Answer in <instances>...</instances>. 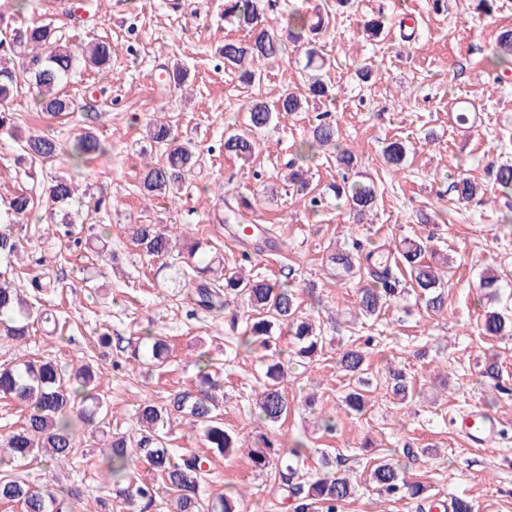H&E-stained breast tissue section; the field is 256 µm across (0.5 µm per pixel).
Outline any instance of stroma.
Listing matches in <instances>:
<instances>
[{
  "instance_id": "1",
  "label": "stroma",
  "mask_w": 512,
  "mask_h": 512,
  "mask_svg": "<svg viewBox=\"0 0 512 512\" xmlns=\"http://www.w3.org/2000/svg\"><path fill=\"white\" fill-rule=\"evenodd\" d=\"M372 19L385 25L380 36L365 30ZM33 21L53 24L73 42L110 41L117 77L104 81L85 70L70 87L96 107L95 132L110 147L74 181L83 190H104L109 208L91 214L67 237L51 229L49 213L37 206V221L12 227L21 241L18 257L0 259V276L19 284L34 276L47 282L39 300L59 318L56 338L36 328L26 347L0 340V366L33 358L90 363L109 405L105 430L80 426L74 459L52 468L40 457L26 462L22 472L29 481L40 486L51 474L59 484L77 485L82 508L95 512L104 434L131 432L143 401L193 387L204 351L224 382V424L243 446L230 459H215L206 496L223 493L230 483L244 493L245 512H279L269 477L251 468L244 454L254 435L264 433L288 444L303 441L310 475L319 468L321 451L336 453L342 471L361 480L341 512H428L427 502L384 500L364 483L376 449L407 446L419 454L406 462L405 476L426 485L430 495L446 502L467 498L474 512H512V395L485 387L478 376L490 357L512 387V339L480 333L483 309L476 295L481 273L512 274V226L506 221L512 197L498 194L492 175L493 167L512 163V70L503 73L492 64L499 33L512 29V0H495L488 17L476 11L474 0H445L440 9L433 0H352L320 38L333 64L330 97L274 120L248 162L225 156L224 131L243 123L252 99L273 104L285 93L303 91V51L267 65L259 83H241L220 53L225 37L240 35L224 20V0H31L14 25ZM177 60L188 70L184 86H160L163 68ZM359 67L372 70L373 80L358 81ZM459 95L478 105V122L449 120L448 102ZM10 107L33 132L65 138L83 126L78 115L48 121L25 92L15 94ZM325 110L335 113L339 144L355 155L357 173L372 178L381 193L363 219L336 205L334 154H317L307 166L311 191L326 198L321 211L305 209L283 181L287 160L316 113ZM152 119L172 124L202 155L199 174L174 202L159 198L148 204L137 192L140 154L150 147L145 125ZM394 138L409 147L396 174L382 155L384 142ZM18 153V143L0 135V204L19 187H38L17 168ZM461 175L489 203L457 201L448 186ZM242 196L253 205L247 222L271 226L276 247L251 251L223 224L225 205ZM132 224L164 226L182 250L198 240L208 243L228 266L250 252L251 270L261 276L295 273L301 310L321 322L325 349L314 366L289 364L290 412L282 425H266L248 413L263 367L260 356L233 351L232 325L198 310L193 286L169 281L160 260L148 259L131 242ZM414 236L431 237L432 249L448 257L446 309L435 314L416 305L406 279L404 297L376 321L354 318L358 284L332 282L328 254L353 237L395 247ZM146 330L170 341L164 369L129 365L119 351L118 341ZM104 332L112 339L105 346L98 341ZM352 342L366 356L362 390L371 401L360 416L343 406L349 381L336 364L338 352ZM392 367L407 374V400L390 391ZM476 406L500 422L494 445H469L462 433L461 414ZM321 413L335 416L334 433L317 425Z\"/></svg>"
}]
</instances>
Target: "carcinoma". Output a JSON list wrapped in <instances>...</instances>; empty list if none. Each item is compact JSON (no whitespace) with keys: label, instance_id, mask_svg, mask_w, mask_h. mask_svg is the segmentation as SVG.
<instances>
[{"label":"carcinoma","instance_id":"1","mask_svg":"<svg viewBox=\"0 0 512 512\" xmlns=\"http://www.w3.org/2000/svg\"><path fill=\"white\" fill-rule=\"evenodd\" d=\"M272 7V0H224V17L237 28L248 33L249 39L224 40L222 53L224 65L241 72L243 82L251 85L260 79L262 67L288 53V45L306 48L305 68L315 71L310 77L308 94L290 92L270 106L254 99L247 108L244 128L224 135V153L244 161L258 150V135L274 120V113L287 115L303 112L308 99L329 97V89L318 71L328 64L319 45L322 20L311 22L306 15L294 10L288 26L280 31L260 28L263 14ZM494 58L500 65L512 64V30L498 37ZM90 70L99 76L112 73V46L104 40L71 44L49 24L32 23L11 32L0 30V133H5L20 145V161L41 163L54 167L59 159L75 167L106 154L108 147L94 133L92 125L97 115L87 114L88 126L73 137L61 139L53 133L24 134L16 113L9 110V102L19 89L25 87L32 96L35 109L49 117L84 111L78 98L68 94V85L74 72ZM339 137L337 121L331 118L317 120L302 140L294 157L288 163V187L300 196L308 209L321 208L325 198L308 191L303 177V165L318 151L336 145ZM151 145L163 149V158L143 164L137 190L144 200L174 198L190 185L191 177L201 165V156L190 141L178 142L173 125L153 120L147 126ZM408 148L404 141H389L383 148L387 163L402 166ZM342 183L333 186L338 199H345L350 212L360 217L371 211L378 201L375 183L364 184L348 178L355 166L354 155L339 150L336 155ZM497 189L504 195L512 193V164L504 163L495 172ZM458 199H474L479 188L465 177L454 183ZM77 189L72 177L66 173H53L41 182V194L51 213L60 216L59 223L68 228L81 224L82 211L72 208ZM34 208L33 197L26 191L11 197L8 206L0 213V224L29 223ZM224 223L233 225V232L244 242H262L271 233L266 227L261 233H245L255 225L244 223L240 210L231 207ZM133 243L148 256L168 258L176 244L155 224H137L133 227ZM429 241L420 238L403 243L401 248L381 252L368 249L354 239L338 251L327 256L332 278L357 277L364 282L357 293L356 316L378 318L384 308L400 298L397 273L408 274L413 287L419 290L416 299L426 309L441 311L447 300V265L434 267L427 264ZM180 264H162L170 270L173 283L197 281L196 306L219 316L227 305V295L241 297L247 308L243 317V330L237 337V348L244 350L265 349L275 339V329L285 325L294 339L291 355L283 354L266 363L258 379L254 417L275 425L286 419L289 411L288 396L282 387L285 368L290 357L311 363L322 356V334L316 332L311 320L299 313L297 291L288 282L264 276L249 275L241 267L213 268L214 261L207 258L202 243L197 241L178 253ZM512 288L509 275H480L478 290L493 303L501 294ZM0 338L18 346L27 344L29 327L36 323L48 324L53 314L41 310L24 297L20 286L6 279L0 281ZM481 330L487 336H512V309L505 307L485 311ZM149 346L140 351V342L132 345L130 361L137 365L150 362L161 367L169 358L170 345L163 336L145 331ZM348 377L362 381L365 368L363 351L351 344L339 353L336 361ZM210 358L199 356V386L185 389L163 401H144L135 410L136 428L128 436L114 437L101 450V466L106 476L97 497L99 512H108L109 498H121L131 512H156L161 481L166 489L167 512H243V494L233 488L215 497H206L202 488L210 475L213 458H229L238 449L235 433L224 427L223 384L209 373ZM392 394L404 400L410 385L406 374L397 368L388 371ZM99 384L92 368L87 364L76 367L62 366L54 361L29 360L11 367H0V396L10 398L26 411L24 424L10 433L4 447L0 448V504H17L21 512H76L81 493L76 489L65 490L35 487L15 473L13 468L30 457L45 451L52 459H65L77 455L80 447L79 431L75 422H92L95 418L105 421L108 408L98 392ZM346 411L361 415L367 407L364 395L352 388L344 397ZM181 416L198 430L209 450V455L177 454L167 443V427L172 418ZM305 443L296 440L283 448L276 440L260 434L255 447L248 449L251 466L259 472L273 473L274 493L285 512H339L342 505L357 492L358 483L349 474L336 469V460L324 452L320 458L322 473L303 480L306 459ZM140 465L150 471L154 479L140 480L132 467ZM365 483L371 484L383 499L417 498L427 487L410 482L403 475L400 460L384 456L375 463Z\"/></svg>","mask_w":512,"mask_h":512}]
</instances>
